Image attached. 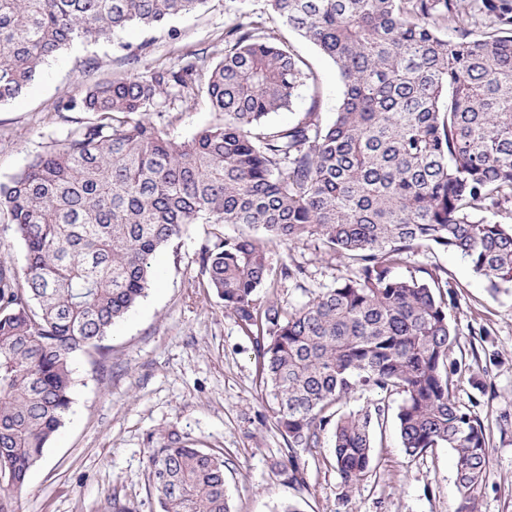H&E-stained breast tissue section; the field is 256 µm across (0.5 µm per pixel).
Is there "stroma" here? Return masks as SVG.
Returning <instances> with one entry per match:
<instances>
[{"mask_svg": "<svg viewBox=\"0 0 512 512\" xmlns=\"http://www.w3.org/2000/svg\"><path fill=\"white\" fill-rule=\"evenodd\" d=\"M241 13L283 34L316 75L289 110L270 116V124L296 122L314 101L332 121L342 84L329 57L271 17L265 0H208L167 26L130 27L51 60L19 98L0 105V182L91 121V114L63 111L64 103L97 82L178 61L188 50H206L208 63H216L224 54V28ZM173 114L169 131L178 139L214 119L202 96L176 103ZM211 230L189 225L182 238L155 254L153 282L113 325L104 341L107 355L93 349L74 355L73 403L43 460L12 498V512H111L115 497L137 512H157L148 456L173 431L223 452L232 512H280L286 502L298 503L301 512H457L462 493L455 453L435 448L405 454L396 420L402 397L396 393H361L342 405L346 411L385 410L374 429L372 469L359 484H344L328 447L304 452L306 486L278 475L285 442L273 425L274 401L261 380L253 340L199 275L196 251ZM270 260L303 270L276 291L260 292L264 298L277 294L290 310L346 273L341 259L321 254L312 241L277 244ZM429 271L447 279L453 294L448 320L456 340L448 358L463 365L453 378L456 400L481 420L489 442L477 510L512 512V290L490 295L459 254L437 248L410 252L393 269L400 278Z\"/></svg>", "mask_w": 512, "mask_h": 512, "instance_id": "35a3bbf8", "label": "stroma"}]
</instances>
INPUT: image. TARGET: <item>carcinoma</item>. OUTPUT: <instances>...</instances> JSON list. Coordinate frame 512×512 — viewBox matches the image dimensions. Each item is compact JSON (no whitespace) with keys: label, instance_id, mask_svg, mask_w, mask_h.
<instances>
[{"label":"carcinoma","instance_id":"carcinoma-1","mask_svg":"<svg viewBox=\"0 0 512 512\" xmlns=\"http://www.w3.org/2000/svg\"><path fill=\"white\" fill-rule=\"evenodd\" d=\"M207 2L0 0V103L74 44L163 27ZM266 2L336 64L343 96L332 123L315 100L296 122L268 124L313 73L242 13L213 65L189 52L90 86L65 109L94 119L0 184V215L26 252L21 269L0 262L1 497L22 489L62 426L73 354L101 348L145 295L157 250L190 224H212L201 273L253 337L288 482L305 485L301 452L325 434L344 484L362 481L385 410L336 404L395 392L405 453L453 449L459 512H476L488 439L454 395L448 281L392 269L404 253L436 247L465 258L491 294L512 287V228L488 218L512 203V0ZM199 95L214 120L191 137L152 120L160 100ZM224 224L256 234L229 237ZM310 238L348 275L292 312L259 302L260 289L301 273L272 265L269 245ZM224 468V454L170 434L148 459L159 512H231Z\"/></svg>","mask_w":512,"mask_h":512}]
</instances>
